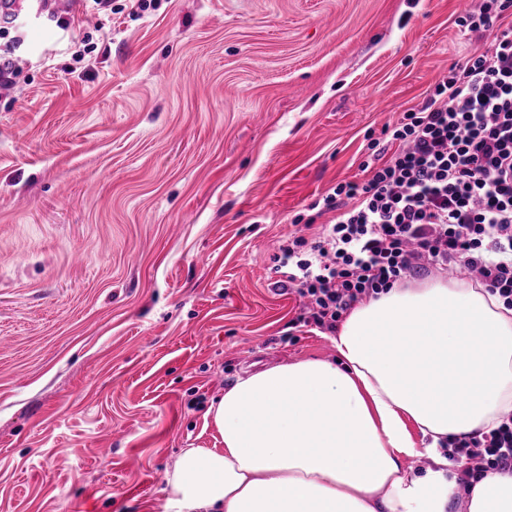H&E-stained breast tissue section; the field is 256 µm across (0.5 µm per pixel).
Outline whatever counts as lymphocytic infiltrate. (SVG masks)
<instances>
[{"instance_id": "obj_1", "label": "lymphocytic infiltrate", "mask_w": 512, "mask_h": 512, "mask_svg": "<svg viewBox=\"0 0 512 512\" xmlns=\"http://www.w3.org/2000/svg\"><path fill=\"white\" fill-rule=\"evenodd\" d=\"M387 147L323 199L334 223L282 247L277 287L303 300L298 320L335 332L357 303L431 270L465 273L512 310V34L454 65ZM457 490L512 473V412L451 441Z\"/></svg>"}]
</instances>
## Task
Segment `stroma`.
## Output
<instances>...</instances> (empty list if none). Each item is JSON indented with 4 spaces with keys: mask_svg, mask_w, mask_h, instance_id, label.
I'll list each match as a JSON object with an SVG mask.
<instances>
[{
    "mask_svg": "<svg viewBox=\"0 0 512 512\" xmlns=\"http://www.w3.org/2000/svg\"><path fill=\"white\" fill-rule=\"evenodd\" d=\"M474 0H159L20 21L0 95V512H166L239 377L335 360L274 267L484 43ZM91 36V61L78 62Z\"/></svg>",
    "mask_w": 512,
    "mask_h": 512,
    "instance_id": "stroma-1",
    "label": "stroma"
}]
</instances>
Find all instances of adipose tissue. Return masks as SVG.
Here are the masks:
<instances>
[{
    "label": "adipose tissue",
    "mask_w": 512,
    "mask_h": 512,
    "mask_svg": "<svg viewBox=\"0 0 512 512\" xmlns=\"http://www.w3.org/2000/svg\"><path fill=\"white\" fill-rule=\"evenodd\" d=\"M333 344L338 362L250 373L211 404L223 445L182 450L167 512H448L442 443L512 411V311L432 279L356 304ZM467 512H512V474L481 477Z\"/></svg>",
    "instance_id": "1"
}]
</instances>
